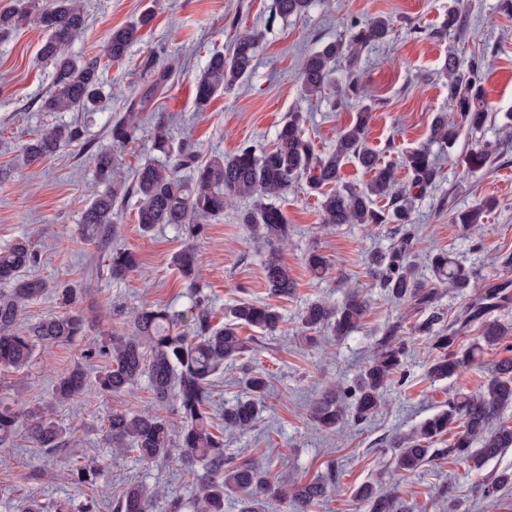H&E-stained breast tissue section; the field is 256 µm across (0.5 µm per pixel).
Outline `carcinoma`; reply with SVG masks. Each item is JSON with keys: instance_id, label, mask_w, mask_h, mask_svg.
<instances>
[{"instance_id": "carcinoma-1", "label": "carcinoma", "mask_w": 512, "mask_h": 512, "mask_svg": "<svg viewBox=\"0 0 512 512\" xmlns=\"http://www.w3.org/2000/svg\"><path fill=\"white\" fill-rule=\"evenodd\" d=\"M317 0H274L271 18L286 19L309 12ZM85 12L81 0H27L20 7L0 11V36L25 27L47 34L40 55L54 69V86L41 99L43 112H92L104 95L103 70L106 64L126 58L129 49L140 42L142 31L153 20L147 10L135 20L112 29L101 53L75 56L71 43L85 28ZM469 17L460 0H451L447 17L433 35L452 36L464 40ZM344 37L326 42L311 52L304 61L300 76L301 95L306 99L322 96L335 89L337 101L359 102L355 121L340 130L336 145L318 154L303 131V117L292 112L276 130L273 145L259 150L244 143L231 154L203 156L190 141L174 145L167 121L160 118L154 126L151 152L135 171L132 183L121 176L119 162L112 148L95 152L94 178L96 190L84 208L80 234L87 240L106 242L116 233L113 209L129 195L137 197L139 224L151 231L157 224L176 226L187 239L201 231L202 221L224 214L234 199H250L252 207L240 212L239 223L245 225L251 238L266 250L263 273L269 293L286 297L294 290L293 279L281 262L277 246L288 238L287 218L277 200L300 184L318 196L326 224H364L370 227L392 225L388 234L398 239L384 253L368 259V271L379 287L391 297L427 311L437 303L434 288H425L415 274L412 257L411 230L413 200L424 195L439 179L433 147L450 148L461 130L472 133L486 125L489 111L485 102L483 72L480 60L464 63L453 52L441 68L448 88L449 112L436 113L430 124L427 141L400 157L398 165L383 163L380 153L366 143L372 106L366 103L368 92L356 68L343 80L335 77L336 61L346 55L356 63L360 51L388 40L391 19L377 16L369 21L344 24ZM263 33L253 29L236 36L226 54H212L196 82L195 109L205 112L218 95L247 80ZM142 71L151 76L150 84L132 92L124 111L110 119L108 135L114 145L131 142L140 127L142 114L162 95L172 76L161 69L158 59L149 54L141 62ZM85 128L73 121L59 124L34 135L23 145L31 164L40 163L63 147L84 145ZM491 152L472 150L465 155L469 172L487 170ZM358 163L371 174L364 186L355 188L342 182L341 170L349 162ZM407 170L408 183L396 187V167ZM186 170L188 177L180 172ZM484 207L454 211L451 223L470 228L481 221ZM41 254L28 237H19L0 248V367L21 370L29 366L39 344L71 345L88 336V322L81 308L83 289L68 282H49L28 274L40 264ZM176 267L190 288L192 306L188 312L168 307L142 304L128 309L113 307V316L125 324V330L114 331L101 344L86 350L85 357L100 355L109 364L99 375V389L118 393L147 380L155 405L179 419V426L158 412L130 413L114 411L107 419L105 432L111 452L136 454L138 460L152 464L172 455L188 467L193 481L200 484L199 494L187 500L179 495L160 497L142 483H131L112 501V512H152L162 501L160 512H225L224 503L231 498L237 512H270L271 502L288 497V492L266 478V467L259 460L237 461L224 452V436L214 433L209 405L211 380L224 368V362L239 358L245 341L239 328L246 325L263 334L278 330L282 316L277 308L255 301H240L229 308L227 321L215 326L210 308L197 290L199 257L188 244L173 256ZM137 267L135 255L114 251L108 256L109 277L125 279ZM434 276L448 282V287L463 292L473 287L477 273L461 262L438 251L431 257ZM50 294L59 312L27 325L19 324L21 310L29 303ZM512 304V280L503 279L474 293L457 313L441 324L432 313L415 326L435 351L427 367L432 380L459 376L473 365L489 346H498L512 335V329L499 323L493 313ZM365 307L356 294L341 305L333 306L316 300L307 305L300 320L303 328L318 331L330 329L345 337L358 328ZM477 328L478 335L464 348L462 335ZM401 324L388 326L376 353L360 372L351 389L353 406L344 403L345 395L336 388L326 390L312 405L311 418L323 430H334L348 416L364 420L384 404V392L402 373L405 344L400 337ZM246 395L224 407V428L246 432L252 430L265 410L266 380L252 374L245 381ZM85 372L73 367L54 380L50 405H29L21 409L0 408V446L10 443L25 431L33 447L46 456L60 457L67 448L66 431L52 416L49 407L63 406L82 393ZM512 410V357L498 361L491 379L477 394L455 391L448 397V408L419 423L409 433L392 440L397 449L396 467L414 472L439 456H452L460 461L484 462L512 448V425L505 419ZM460 425L455 441L446 448H434L435 438L448 430L451 423ZM70 483L89 491L104 476V468L96 460L68 462L64 466ZM334 476L298 486L294 491L295 512H311L327 492ZM512 487V472L504 471L483 487L487 498L496 497ZM357 498L367 512H401V502L391 493L365 485ZM98 499L87 493L84 503L74 507L71 500L37 501L28 496L18 499L14 512H96Z\"/></svg>"}]
</instances>
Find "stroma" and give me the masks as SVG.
I'll use <instances>...</instances> for the list:
<instances>
[{
    "mask_svg": "<svg viewBox=\"0 0 512 512\" xmlns=\"http://www.w3.org/2000/svg\"><path fill=\"white\" fill-rule=\"evenodd\" d=\"M89 14L88 27L72 43L75 55L100 53L107 33L153 8L155 20L145 29L127 59L112 65L103 79L112 95L87 120V143L58 151L40 164L28 163L22 144L58 122H70L71 112H43L39 100L53 87L54 70L39 55L46 38L33 28L0 39V246L27 235L41 253L36 275L50 281L85 287L83 304L91 338L112 332L113 302L132 307L142 303L187 310L192 301L172 264L182 247L181 234L167 224L143 231L134 199L113 212L118 233L105 244L88 242L78 233V222L94 187L93 157L108 145L106 120L121 111L125 98L147 84L137 65L155 54L175 74L155 102V116L170 120L173 141L191 138L204 154H228L243 142L269 147L289 112L302 111L304 134L316 152L329 151L338 132L354 121L356 102L334 103L332 97L308 100L300 93V72L305 56L343 33L347 18L369 20L389 16V41L364 50L359 72L372 96L368 144L388 161L423 144L434 113L447 110L448 90L438 72L449 50L483 59L486 101L490 119L483 131H462L455 147L438 155L442 178L436 189L414 203L416 242L412 260L426 287L439 292L436 312L451 317L464 296L438 283L428 264L431 250L441 249L477 272L476 287L501 279L512 280L504 267L512 254V17L500 10V0H464L469 29L465 41H438L429 32L448 11V0H322L309 13L270 19L272 0H82ZM258 28L264 33L251 78L217 96L208 111L194 108L195 85L210 53L229 47L236 34ZM496 156L489 171L468 174L458 159L478 147ZM494 206L480 225L463 230L450 223L449 209L464 210L485 201ZM235 200L223 216L207 221L194 245L200 255V286L210 300L215 322L238 300L273 301L283 316L274 335L245 327L248 340L241 358L226 363L212 382L211 412L222 426L224 407L244 396L248 373L265 375L266 409L250 432L224 434L227 451L247 459H266L271 480L288 489L335 475L313 512H365L355 494L363 484L395 488L406 512H512V491L484 497L482 484L501 471H512V448L473 468L447 457L436 459L412 474L396 471L392 438L409 432L439 412L448 394L459 390L478 393L506 352L503 346L485 350L477 364L462 376L434 381L427 376L426 341L412 330L422 315L409 304L389 300L367 272L366 260L389 249L392 237L362 224H327L315 196L305 190L289 192L281 208L290 232L279 254L294 281L290 297L271 299L264 282V252L237 222L244 208ZM133 252L138 266L125 280H112L105 266L112 249ZM321 253L329 269L315 277L307 268L310 252ZM364 300L366 312L358 329L340 339L330 331L306 339L299 316L308 303L325 300L341 304L350 293ZM405 326L407 355L404 377L386 391L384 407L371 419L351 421L325 432L311 422L312 402L326 387H350L377 349L388 324ZM83 343L37 346L33 362L15 372L0 368V404L14 408L42 404L52 393L54 377L74 365L95 376L107 360L83 361ZM154 402L146 382L124 392H86L57 407L55 416L70 431L67 459L98 458L106 468V484L99 490V512H111L109 503L128 483L142 481L167 493L189 496L197 484L186 482L178 458L146 465L130 455L107 453L106 418L115 410L150 412ZM60 466L43 461L38 449L24 437L0 447V512L6 500L27 494L45 501L71 494L72 486Z\"/></svg>",
    "mask_w": 512,
    "mask_h": 512,
    "instance_id": "obj_1",
    "label": "stroma"
}]
</instances>
